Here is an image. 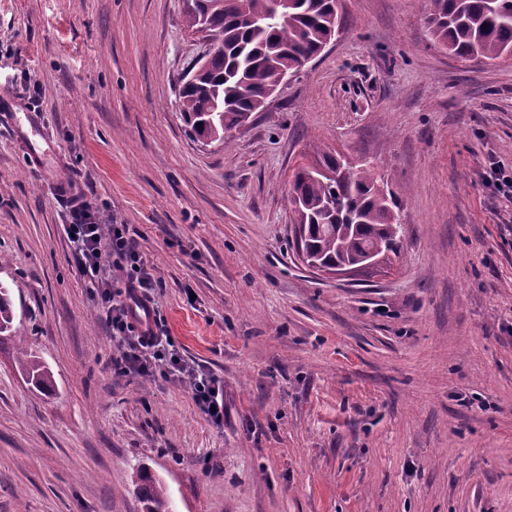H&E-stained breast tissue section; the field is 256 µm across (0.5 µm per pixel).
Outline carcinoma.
Instances as JSON below:
<instances>
[{
  "label": "carcinoma",
  "instance_id": "carcinoma-1",
  "mask_svg": "<svg viewBox=\"0 0 512 512\" xmlns=\"http://www.w3.org/2000/svg\"><path fill=\"white\" fill-rule=\"evenodd\" d=\"M274 0H195L185 11L187 29L214 48L204 68L183 83L179 108L190 134L198 124L215 122L216 142L249 122L255 102L276 71L298 72L339 32L338 0H288L280 11ZM425 22L435 43L462 61L512 55V0H426ZM224 112L215 111V106ZM318 169L295 171L287 193L298 227L296 253L303 263L327 268L356 266L367 251L390 268L401 254L400 204L370 170L350 178L329 174L346 164L329 148L313 147ZM14 321L9 289L0 283V343L11 337ZM20 370L42 390L52 378L38 356L19 347ZM144 512H169L163 487L146 472L138 474Z\"/></svg>",
  "mask_w": 512,
  "mask_h": 512
}]
</instances>
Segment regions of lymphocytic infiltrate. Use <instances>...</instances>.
<instances>
[{
	"instance_id": "lymphocytic-infiltrate-1",
	"label": "lymphocytic infiltrate",
	"mask_w": 512,
	"mask_h": 512,
	"mask_svg": "<svg viewBox=\"0 0 512 512\" xmlns=\"http://www.w3.org/2000/svg\"><path fill=\"white\" fill-rule=\"evenodd\" d=\"M67 206L71 221L64 232L77 268L88 278L91 296L102 308L113 338L129 347L117 368L141 377L179 372L189 380L201 413L213 424L223 425L224 383L181 363L155 303L157 283L134 250L126 225L102 226L92 219L90 205L80 195L70 197Z\"/></svg>"
}]
</instances>
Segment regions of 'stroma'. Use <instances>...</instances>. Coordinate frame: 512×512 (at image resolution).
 Wrapping results in <instances>:
<instances>
[{"instance_id": "35a3bbf8", "label": "stroma", "mask_w": 512, "mask_h": 512, "mask_svg": "<svg viewBox=\"0 0 512 512\" xmlns=\"http://www.w3.org/2000/svg\"><path fill=\"white\" fill-rule=\"evenodd\" d=\"M184 0H0V91L53 152L0 123V512H512V56L458 62L423 0H341L344 28L231 146L189 137L178 79L202 46ZM369 163L402 203L399 263L339 278L293 247L284 202L311 140ZM124 224L188 384L123 352L64 233V198ZM194 301H187V294ZM24 337L52 377L16 365ZM504 175V168L496 163H490L484 172V180L488 187L495 189L506 197L512 198V179ZM506 188V189H505ZM13 321L14 311L9 289L0 283V342H3L5 338H12ZM138 491L145 512H169L168 499L163 487L147 472L138 474Z\"/></svg>"}]
</instances>
